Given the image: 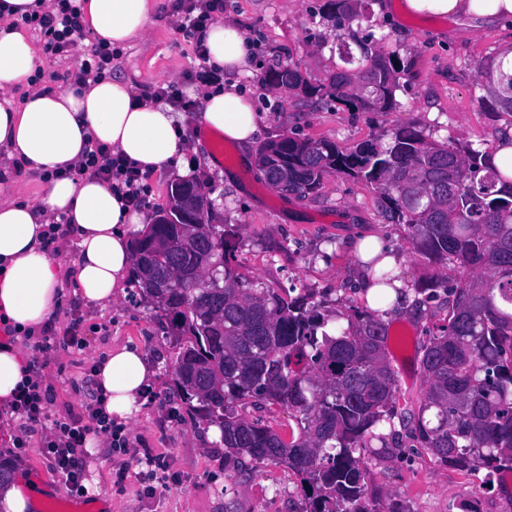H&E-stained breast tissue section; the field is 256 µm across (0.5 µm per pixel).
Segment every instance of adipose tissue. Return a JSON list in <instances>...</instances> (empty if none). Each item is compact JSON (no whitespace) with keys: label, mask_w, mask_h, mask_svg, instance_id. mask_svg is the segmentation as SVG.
Here are the masks:
<instances>
[{"label":"adipose tissue","mask_w":512,"mask_h":512,"mask_svg":"<svg viewBox=\"0 0 512 512\" xmlns=\"http://www.w3.org/2000/svg\"><path fill=\"white\" fill-rule=\"evenodd\" d=\"M51 0H0V153L35 175L78 167L91 144L126 157L145 177L158 173L189 177L188 136L171 108L135 89L128 81L107 78L90 86L48 89L29 86L20 102L10 98L27 83L42 60L30 38L13 28L22 15ZM85 34L121 47L141 37L153 0H81ZM416 15L475 17L495 24L512 20V0H403ZM209 62L224 70L220 88L195 93L203 129L248 148L260 133L262 118L254 99L236 81L253 57L244 28L217 22L204 33ZM9 176L0 175V323L15 328L0 338V409L10 408L29 357L22 336H35L59 310L61 286L75 280L82 300L107 306L124 297L132 267L131 239L144 230L146 210L127 207L125 199L96 177L58 178L45 185L40 202L14 199ZM65 218L66 236L75 242L73 264L55 260L47 237L54 219ZM155 371L134 346L111 350L99 362L95 383L115 423L131 419ZM44 490L22 467L0 478V512H33Z\"/></svg>","instance_id":"1"}]
</instances>
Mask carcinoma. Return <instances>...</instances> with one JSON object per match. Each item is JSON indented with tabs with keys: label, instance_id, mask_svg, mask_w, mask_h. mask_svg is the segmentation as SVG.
<instances>
[{
	"label": "carcinoma",
	"instance_id": "obj_1",
	"mask_svg": "<svg viewBox=\"0 0 512 512\" xmlns=\"http://www.w3.org/2000/svg\"><path fill=\"white\" fill-rule=\"evenodd\" d=\"M330 8L338 27L353 13L351 0ZM384 41L361 47L354 69V55L336 44L348 67L327 85L308 84L290 66L269 81L352 112H389L405 65ZM480 90L481 106L512 115L506 55L483 64ZM258 165L269 185L286 182L303 197L336 172L365 181L381 216L405 226L415 252L460 276L411 285L413 309L423 311L441 288L447 313L422 345L424 397L417 410H399L379 312L356 310L331 333L307 295L288 300L232 270L233 246L217 225L196 224L189 213L176 224L147 225L134 235L132 255L147 254L150 263L133 264V281L176 339L175 384L190 412L220 429L226 453L297 472L307 512H378L365 492L364 451L386 440V429L408 431L442 465L512 472V177L492 153L438 142L416 125L349 152L328 139L285 136L259 150ZM249 405L288 409L298 435L288 441L235 412Z\"/></svg>",
	"mask_w": 512,
	"mask_h": 512
}]
</instances>
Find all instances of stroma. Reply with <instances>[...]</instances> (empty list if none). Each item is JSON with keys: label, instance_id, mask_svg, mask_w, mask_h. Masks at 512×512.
Wrapping results in <instances>:
<instances>
[{"label": "stroma", "instance_id": "stroma-1", "mask_svg": "<svg viewBox=\"0 0 512 512\" xmlns=\"http://www.w3.org/2000/svg\"><path fill=\"white\" fill-rule=\"evenodd\" d=\"M326 2L224 0L223 19L241 22L255 44L252 66L238 80L245 90L258 92L255 105L263 122L257 145L288 135L327 138L348 151L391 129L419 124L430 127L437 141L494 151V130L512 124V116L481 107L478 82L485 60L512 46L511 22L490 26L454 16H401L395 11L399 0H368L364 16L337 30L322 17ZM370 32L386 35L388 48L408 64L394 111L320 106L299 92L265 83L268 73L281 66L297 68L310 84L328 83L341 65L329 45ZM195 62L193 36L176 30L168 0H156L145 36L121 47L112 74L134 79L150 93L157 85L181 80ZM182 123L190 140L202 142L196 180L214 202L206 220L223 229L234 246L232 266L250 280L309 294L322 314L342 323L364 306L354 281L361 263L348 247L359 233L379 235L394 248L407 284L433 273L407 243L403 226L380 217L377 197L364 182L334 174L312 195L285 193L271 187L255 163L241 164V150L233 144L224 146L221 169L210 168L216 135L202 137L191 114H184ZM74 288V283L64 284L53 329L62 331L72 313H79L86 345L40 357L51 414L81 413L95 388L89 367L120 345L142 348L155 367L157 385L124 427L127 448L112 452L102 446L83 455L86 498L72 497L36 449L23 453L48 498L68 502L73 512H306L301 479L287 466L229 457L223 445L207 442V422L189 413L174 386V340L147 307L125 298L102 309L80 301ZM444 316L434 302L421 317L401 307L386 317L391 329H405L410 336L407 347L388 348L398 373L399 407L417 408L424 394L421 347ZM366 455L367 496L379 512H512V490L503 487L500 475L438 464L408 433H401L395 447L373 441ZM150 456L166 464L165 479L147 480ZM119 471L125 474L120 484L115 481Z\"/></svg>", "mask_w": 512, "mask_h": 512}]
</instances>
